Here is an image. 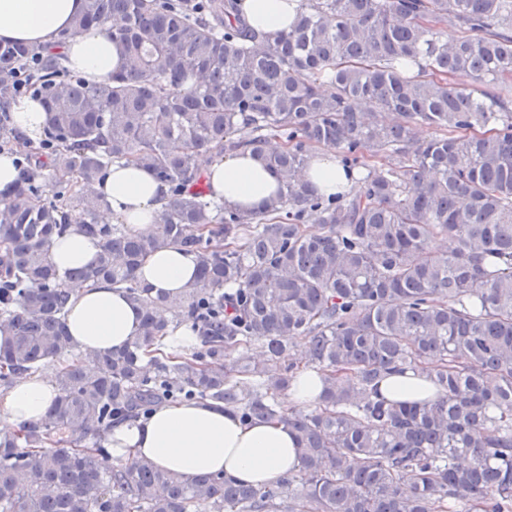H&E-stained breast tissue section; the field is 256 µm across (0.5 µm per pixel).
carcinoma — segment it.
Instances as JSON below:
<instances>
[{
  "mask_svg": "<svg viewBox=\"0 0 512 512\" xmlns=\"http://www.w3.org/2000/svg\"><path fill=\"white\" fill-rule=\"evenodd\" d=\"M295 12L262 35L239 0H85L55 48L0 43V155L22 161L0 196V386L69 357L47 421L0 436V512H512V0ZM92 26L125 63L89 85L61 48ZM34 60L39 141L10 128ZM323 144L359 174L353 192L304 182ZM243 148L279 182L261 211L225 207L197 164ZM121 162L167 186L148 236L103 223L97 185ZM71 224L99 250L69 277L140 310L121 349L84 353L68 333L50 247ZM171 245L199 264L179 301L137 279ZM179 318L200 348L176 343ZM302 368L321 373L319 404L286 414ZM408 368L436 399L380 397ZM171 399L288 424L298 470L252 486L110 463L104 435Z\"/></svg>",
  "mask_w": 512,
  "mask_h": 512,
  "instance_id": "1",
  "label": "carcinoma"
}]
</instances>
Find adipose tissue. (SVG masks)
Masks as SVG:
<instances>
[{
    "instance_id": "ef3b65f1",
    "label": "adipose tissue",
    "mask_w": 512,
    "mask_h": 512,
    "mask_svg": "<svg viewBox=\"0 0 512 512\" xmlns=\"http://www.w3.org/2000/svg\"><path fill=\"white\" fill-rule=\"evenodd\" d=\"M85 0H0V41H24L49 48L69 29ZM243 11L256 31L287 29L295 14L288 0H242ZM65 63L97 82L120 70V47L107 31L94 28L68 42ZM201 170L225 207L255 211L277 196L278 182L249 151L224 159L205 160ZM305 178L319 194L351 190L331 145L313 154ZM108 212L136 235L150 234L167 188L135 164L112 167L98 186ZM51 252L59 274L83 266L97 252L96 239L78 225L54 238ZM196 254L180 247L160 249L139 268L142 284L181 297L196 282ZM67 329L77 347L102 353L124 346L138 329L137 313L122 289L102 282L94 286L70 283ZM56 371L23 375L0 392V431L11 432L45 421L57 398ZM435 387L413 371L392 376L381 387L387 400L419 402L434 397ZM112 460H147L177 475L224 474L252 485H272L298 465L297 445L287 424L245 422L222 403L182 402L157 408L152 415L114 427L107 438Z\"/></svg>"
}]
</instances>
